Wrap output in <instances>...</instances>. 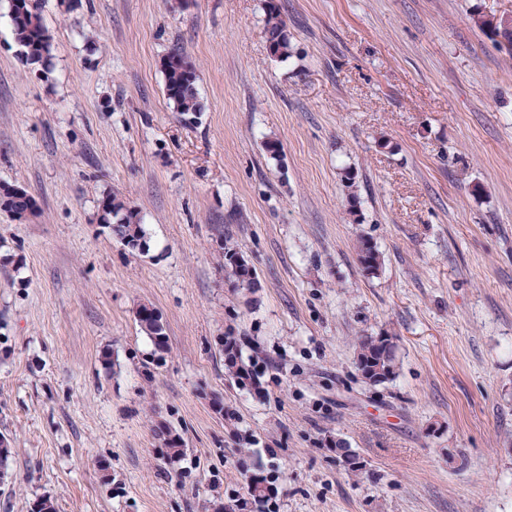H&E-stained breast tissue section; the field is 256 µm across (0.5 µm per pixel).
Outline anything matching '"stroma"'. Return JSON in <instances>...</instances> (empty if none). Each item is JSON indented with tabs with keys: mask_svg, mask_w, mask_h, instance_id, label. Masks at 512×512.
Listing matches in <instances>:
<instances>
[{
	"mask_svg": "<svg viewBox=\"0 0 512 512\" xmlns=\"http://www.w3.org/2000/svg\"><path fill=\"white\" fill-rule=\"evenodd\" d=\"M275 2L282 60L266 0H41L39 65L0 0V183L40 205L0 210V512H236L254 477L265 512H512V56L472 21L512 0ZM109 193L144 249L98 223ZM362 336L392 380L361 378ZM265 35L267 37V41L272 43L275 47L274 53V49L271 44L268 43L270 54L272 53L278 58H287L289 56L291 44L286 24L281 18L280 13L272 7H270L267 12L265 20ZM165 95L176 112L190 119H198L204 106L196 86L197 75L193 65L180 52H171L162 62ZM141 332L146 335L153 347L154 353L163 354L166 352L167 347V337H166V328L162 321V318L159 315L156 317H145L137 319ZM357 368L371 384L383 383L395 375V355L387 336H362L358 342Z\"/></svg>",
	"mask_w": 512,
	"mask_h": 512,
	"instance_id": "obj_1",
	"label": "stroma"
}]
</instances>
